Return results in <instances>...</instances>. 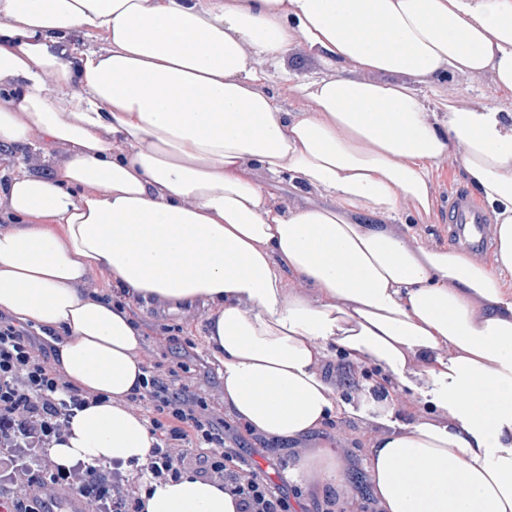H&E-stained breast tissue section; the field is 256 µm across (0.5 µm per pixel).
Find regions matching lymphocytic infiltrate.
<instances>
[{"label":"lymphocytic infiltrate","mask_w":512,"mask_h":512,"mask_svg":"<svg viewBox=\"0 0 512 512\" xmlns=\"http://www.w3.org/2000/svg\"><path fill=\"white\" fill-rule=\"evenodd\" d=\"M47 346L32 325L0 311V436L42 451L39 463L16 470L15 478L33 487L74 489L106 512H143L142 494L151 483L190 472L219 483L236 497L239 512H296L287 485L271 483L244 463L241 435L230 431L206 398L182 382L175 367L144 364L142 386L131 396L154 440L146 464L112 481L98 466L59 468L49 448L62 440L74 410L97 396L69 385Z\"/></svg>","instance_id":"lymphocytic-infiltrate-1"}]
</instances>
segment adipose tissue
<instances>
[{
  "mask_svg": "<svg viewBox=\"0 0 512 512\" xmlns=\"http://www.w3.org/2000/svg\"><path fill=\"white\" fill-rule=\"evenodd\" d=\"M97 35L106 51L86 46ZM296 49L336 69L299 85L311 112L264 89L289 79ZM458 73L512 92V0H0L12 85L0 145L37 129L43 149L77 148L51 175L21 171L0 189L22 221L0 231V310L61 333L66 381L100 396L70 418L56 464H142L152 447L125 403L144 375L141 332L77 290L105 269L116 290L209 304L224 401L270 437L298 439L336 413L319 369L328 346L399 378L417 364L449 422L373 441L384 512H512V112L451 101L433 119L418 85ZM449 153L494 215L492 260L385 225L430 210L427 165ZM285 173L323 203L272 206ZM291 476L345 482L331 448L301 455ZM143 500L144 512H238L190 473Z\"/></svg>",
  "mask_w": 512,
  "mask_h": 512,
  "instance_id": "obj_1",
  "label": "adipose tissue"
}]
</instances>
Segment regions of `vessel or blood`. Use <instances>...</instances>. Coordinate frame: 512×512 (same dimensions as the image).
Returning a JSON list of instances; mask_svg holds the SVG:
<instances>
[{
    "label": "vessel or blood",
    "mask_w": 512,
    "mask_h": 512,
    "mask_svg": "<svg viewBox=\"0 0 512 512\" xmlns=\"http://www.w3.org/2000/svg\"><path fill=\"white\" fill-rule=\"evenodd\" d=\"M448 241L462 252H486L492 245V223L474 199L463 190L448 194Z\"/></svg>",
    "instance_id": "vessel-or-blood-1"
}]
</instances>
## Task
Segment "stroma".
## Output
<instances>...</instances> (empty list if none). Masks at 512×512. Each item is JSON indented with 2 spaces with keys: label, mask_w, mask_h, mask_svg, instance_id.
Here are the masks:
<instances>
[{
  "label": "stroma",
  "mask_w": 512,
  "mask_h": 512,
  "mask_svg": "<svg viewBox=\"0 0 512 512\" xmlns=\"http://www.w3.org/2000/svg\"><path fill=\"white\" fill-rule=\"evenodd\" d=\"M284 67L292 78L275 83L280 105L291 112H309L313 105L301 97L296 89L298 82L323 73V64L302 51L289 53ZM454 87L463 102L512 110V95L497 91L489 77L457 74L446 82H435L419 88V95L434 115H442L447 87ZM74 152L73 146L60 143L43 149L40 134H32L30 141L20 146H0V184L9 180L18 168L38 175H49L64 164ZM430 192L433 206L430 212L395 216L388 222L394 233L419 236L435 247H447L448 224L442 211V197L456 188L467 187L466 175L455 156L446 155L430 165ZM129 306L145 336L146 348L139 357L163 365L186 362L192 368L188 377L197 392L224 417L232 429L241 431L244 455L263 475L274 483L287 478L295 464L299 449L333 448L342 463L345 488L328 487L318 490L314 485L301 483L302 496L295 505L296 512H316L325 497L352 500L354 506L368 505L378 508L369 474V450L378 436L399 430L402 426L428 418L423 405V395L429 382L426 377H413V389H400L398 380L384 378L381 371L371 364L352 365L353 376L341 398L340 409L330 424L310 432L298 441L273 439L262 433L244 432L233 409L224 402V381L221 364L211 353L204 336L207 310L202 306L178 313L168 312L163 304L130 300ZM400 389L401 396L391 411H381L374 403L380 389Z\"/></svg>",
  "instance_id": "1"
}]
</instances>
